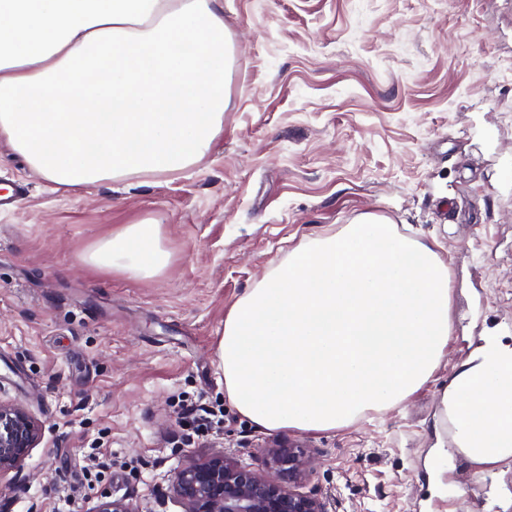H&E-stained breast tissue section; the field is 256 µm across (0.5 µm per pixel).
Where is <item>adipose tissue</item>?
Instances as JSON below:
<instances>
[{
    "label": "adipose tissue",
    "instance_id": "adipose-tissue-1",
    "mask_svg": "<svg viewBox=\"0 0 512 512\" xmlns=\"http://www.w3.org/2000/svg\"><path fill=\"white\" fill-rule=\"evenodd\" d=\"M219 0H0V139L63 187L171 172L224 124ZM171 260L160 225H126L83 264L134 278ZM433 244L366 216L271 263L224 317V394L267 431L333 432L406 401L451 335ZM455 449L512 458V345L483 337L440 399Z\"/></svg>",
    "mask_w": 512,
    "mask_h": 512
}]
</instances>
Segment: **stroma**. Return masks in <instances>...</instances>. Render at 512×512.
<instances>
[{"instance_id": "stroma-1", "label": "stroma", "mask_w": 512, "mask_h": 512, "mask_svg": "<svg viewBox=\"0 0 512 512\" xmlns=\"http://www.w3.org/2000/svg\"><path fill=\"white\" fill-rule=\"evenodd\" d=\"M232 47L224 125L187 168L52 185L0 140V390L43 425L0 512H90L105 496L181 512L170 477L271 434L224 395L216 349L235 302L290 249L364 214L438 242L452 334L403 404L335 432L281 431L321 460L303 484L333 512H512V459L432 471L439 397L497 332L512 344V0H219ZM448 216H441L442 205ZM172 258L134 280L82 263L127 224ZM196 400L224 417L188 436Z\"/></svg>"}]
</instances>
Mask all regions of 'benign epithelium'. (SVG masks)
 Returning <instances> with one entry per match:
<instances>
[{
    "label": "benign epithelium",
    "instance_id": "obj_1",
    "mask_svg": "<svg viewBox=\"0 0 512 512\" xmlns=\"http://www.w3.org/2000/svg\"><path fill=\"white\" fill-rule=\"evenodd\" d=\"M42 439V424L25 407L0 399V477L20 474ZM262 454L260 469L226 449L174 472L172 491L182 512H329L328 497L301 491L315 463L305 446L273 439ZM92 512L135 510L126 499L115 498L99 501Z\"/></svg>",
    "mask_w": 512,
    "mask_h": 512
}]
</instances>
